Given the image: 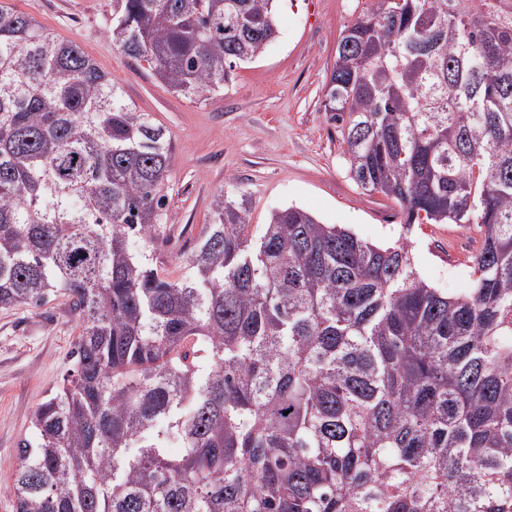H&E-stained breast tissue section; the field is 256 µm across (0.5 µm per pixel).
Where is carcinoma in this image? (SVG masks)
I'll return each instance as SVG.
<instances>
[{
  "label": "carcinoma",
  "instance_id": "1",
  "mask_svg": "<svg viewBox=\"0 0 512 512\" xmlns=\"http://www.w3.org/2000/svg\"><path fill=\"white\" fill-rule=\"evenodd\" d=\"M276 8L113 0L109 32L191 99L261 56ZM325 92L357 185L408 226L478 225L471 288L293 205L254 241L222 191L161 275L166 133L0 3V310L61 295L79 329L16 512H512V0H370Z\"/></svg>",
  "mask_w": 512,
  "mask_h": 512
}]
</instances>
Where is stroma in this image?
Segmentation results:
<instances>
[{
  "label": "stroma",
  "mask_w": 512,
  "mask_h": 512,
  "mask_svg": "<svg viewBox=\"0 0 512 512\" xmlns=\"http://www.w3.org/2000/svg\"><path fill=\"white\" fill-rule=\"evenodd\" d=\"M10 2L79 45L137 111L164 128L172 164L156 256L168 278L184 275L214 195L239 190L250 198L252 237L273 211L295 205L377 245L408 242L418 275L442 293L469 287L477 226L405 225L395 201L353 181L342 127L324 110L338 36L368 0H281L277 36L262 55L236 67L223 92L194 99L172 93L116 48L112 0ZM77 335L63 297L40 308L0 310V512H15L9 489L18 443L31 437L36 406L69 368Z\"/></svg>",
  "instance_id": "stroma-1"
}]
</instances>
